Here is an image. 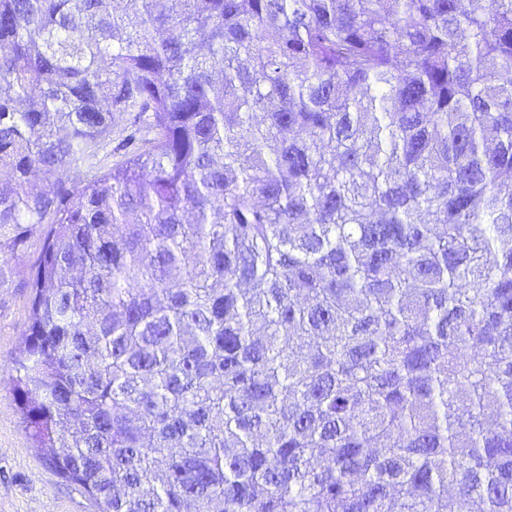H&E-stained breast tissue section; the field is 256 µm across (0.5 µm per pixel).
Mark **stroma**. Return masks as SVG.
Masks as SVG:
<instances>
[{"mask_svg": "<svg viewBox=\"0 0 512 512\" xmlns=\"http://www.w3.org/2000/svg\"><path fill=\"white\" fill-rule=\"evenodd\" d=\"M32 239L27 252H0L9 280L0 288V512H95L82 487L62 478L33 448L12 400L14 362L25 349L29 320L23 279L39 252Z\"/></svg>", "mask_w": 512, "mask_h": 512, "instance_id": "35a3bbf8", "label": "stroma"}]
</instances>
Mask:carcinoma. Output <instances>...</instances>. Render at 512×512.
<instances>
[{
  "instance_id": "carcinoma-1",
  "label": "carcinoma",
  "mask_w": 512,
  "mask_h": 512,
  "mask_svg": "<svg viewBox=\"0 0 512 512\" xmlns=\"http://www.w3.org/2000/svg\"><path fill=\"white\" fill-rule=\"evenodd\" d=\"M115 2L0 0L35 447L95 512H512V0Z\"/></svg>"
}]
</instances>
